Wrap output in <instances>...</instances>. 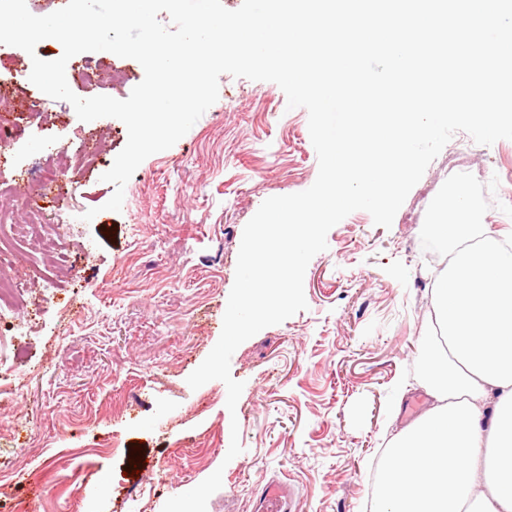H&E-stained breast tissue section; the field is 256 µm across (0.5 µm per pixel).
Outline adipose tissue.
I'll return each instance as SVG.
<instances>
[{"instance_id":"ef3b65f1","label":"adipose tissue","mask_w":512,"mask_h":512,"mask_svg":"<svg viewBox=\"0 0 512 512\" xmlns=\"http://www.w3.org/2000/svg\"><path fill=\"white\" fill-rule=\"evenodd\" d=\"M430 233L454 249L429 288L427 406L385 436L377 512H512V252L453 188Z\"/></svg>"}]
</instances>
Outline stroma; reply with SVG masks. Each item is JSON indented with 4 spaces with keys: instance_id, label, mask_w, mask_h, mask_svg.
Instances as JSON below:
<instances>
[{
    "instance_id": "stroma-1",
    "label": "stroma",
    "mask_w": 512,
    "mask_h": 512,
    "mask_svg": "<svg viewBox=\"0 0 512 512\" xmlns=\"http://www.w3.org/2000/svg\"><path fill=\"white\" fill-rule=\"evenodd\" d=\"M77 123L70 103L44 98L24 144L42 157ZM83 126L101 150L67 204L94 219L62 226L51 253L0 228L16 250V302L37 314L0 341L25 384L12 395L0 380V512H162L216 471L207 512H254L272 481L288 484L297 512H364L393 383L408 385L400 424L426 407L428 284L449 255H425L433 209L464 183L487 223L512 229V140L445 146L391 227L363 210L332 227L305 272L306 310L233 353L244 389L231 412L222 381L194 390L187 378L220 337L245 225L267 198L317 178L306 109H288L275 83L221 75L216 103L141 163L118 213L104 208L114 187L101 176L127 129L111 117ZM234 427L243 451L231 459Z\"/></svg>"
}]
</instances>
